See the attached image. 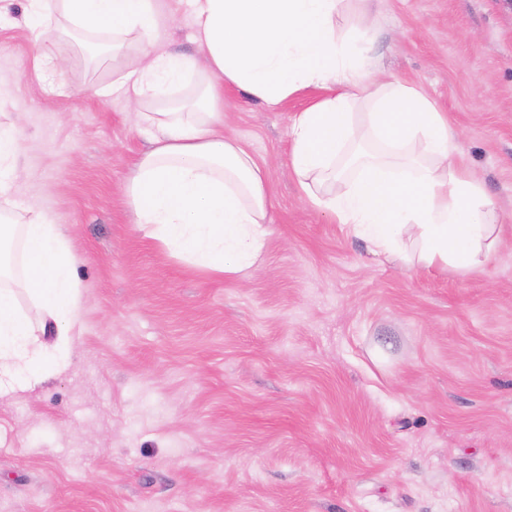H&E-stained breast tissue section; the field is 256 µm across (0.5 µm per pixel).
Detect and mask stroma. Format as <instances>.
Wrapping results in <instances>:
<instances>
[{
  "label": "stroma",
  "mask_w": 512,
  "mask_h": 512,
  "mask_svg": "<svg viewBox=\"0 0 512 512\" xmlns=\"http://www.w3.org/2000/svg\"><path fill=\"white\" fill-rule=\"evenodd\" d=\"M371 54L458 130L495 201L489 268L408 270L304 202L278 107L224 91L272 233L237 278L167 256L124 186L147 137L70 42L53 80L0 22L12 194L64 230L82 303L67 370L0 395V512H512V0H375Z\"/></svg>",
  "instance_id": "1"
}]
</instances>
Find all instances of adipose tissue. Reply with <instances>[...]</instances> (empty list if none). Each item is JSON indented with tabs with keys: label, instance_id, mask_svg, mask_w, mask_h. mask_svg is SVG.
<instances>
[{
	"label": "adipose tissue",
	"instance_id": "1",
	"mask_svg": "<svg viewBox=\"0 0 512 512\" xmlns=\"http://www.w3.org/2000/svg\"><path fill=\"white\" fill-rule=\"evenodd\" d=\"M202 60L157 43L158 0H25L56 39L106 41L109 92L136 112L149 149L125 185L133 221L168 255L227 278L260 259L271 234L266 173L224 130V90L268 107L319 92L291 126L303 199L374 256L430 270H484L502 217L458 159L459 133L415 86L384 73L339 32L346 0H187ZM193 90H186V83ZM17 142L0 129V394L67 366L81 304L75 257L34 208L16 222Z\"/></svg>",
	"mask_w": 512,
	"mask_h": 512
}]
</instances>
